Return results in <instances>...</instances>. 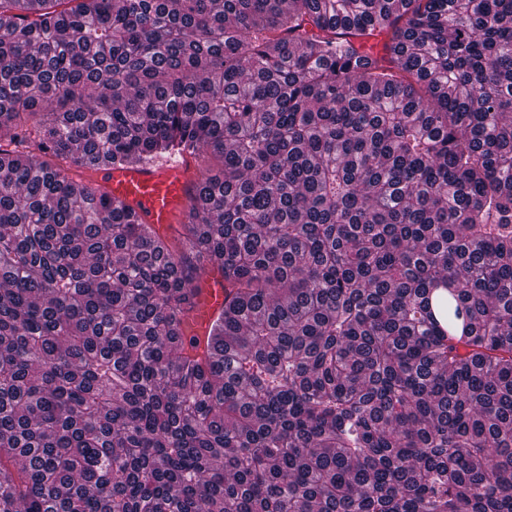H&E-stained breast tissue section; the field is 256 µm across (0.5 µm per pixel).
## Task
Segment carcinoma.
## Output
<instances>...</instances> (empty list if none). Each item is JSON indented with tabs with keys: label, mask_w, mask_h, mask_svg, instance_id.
<instances>
[{
	"label": "carcinoma",
	"mask_w": 512,
	"mask_h": 512,
	"mask_svg": "<svg viewBox=\"0 0 512 512\" xmlns=\"http://www.w3.org/2000/svg\"><path fill=\"white\" fill-rule=\"evenodd\" d=\"M3 19L0 512H512V0ZM166 154L178 239L72 176ZM194 315L199 326L207 325L224 307V287L218 276L210 278L195 299Z\"/></svg>",
	"instance_id": "carcinoma-1"
}]
</instances>
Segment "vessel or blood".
Segmentation results:
<instances>
[{
    "label": "vessel or blood",
    "instance_id": "1",
    "mask_svg": "<svg viewBox=\"0 0 512 512\" xmlns=\"http://www.w3.org/2000/svg\"><path fill=\"white\" fill-rule=\"evenodd\" d=\"M85 178L112 199L131 207L141 223L166 236L171 234L175 225L187 220L197 179V162L194 157L185 154L132 168L89 170ZM195 302L197 323L207 325L224 306V289L220 278H210Z\"/></svg>",
    "mask_w": 512,
    "mask_h": 512
}]
</instances>
